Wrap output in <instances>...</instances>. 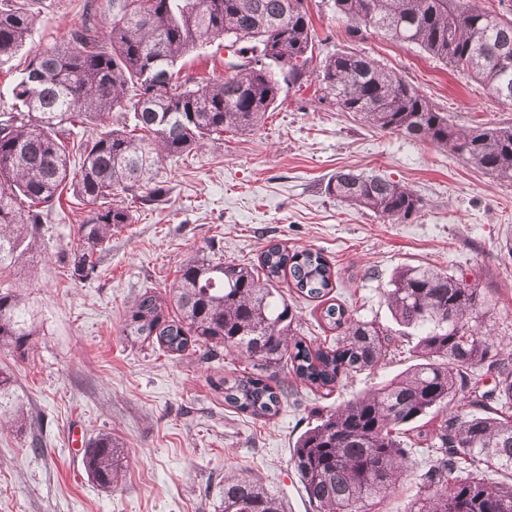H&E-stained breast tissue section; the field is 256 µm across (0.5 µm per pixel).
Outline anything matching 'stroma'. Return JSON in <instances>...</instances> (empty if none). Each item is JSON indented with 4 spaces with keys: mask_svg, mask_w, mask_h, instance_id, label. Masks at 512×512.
Listing matches in <instances>:
<instances>
[{
    "mask_svg": "<svg viewBox=\"0 0 512 512\" xmlns=\"http://www.w3.org/2000/svg\"><path fill=\"white\" fill-rule=\"evenodd\" d=\"M91 0H43L39 31L0 70V113L34 53L80 25ZM319 37L314 65L334 53L368 56L408 80L458 127L512 126V105L450 70L418 46L374 30L354 37L333 0H308ZM341 169L377 172L409 185L423 200L416 217L390 224L341 203L326 190ZM164 201L139 207L113 232L95 275L71 278L86 208L63 192L39 233L40 247L0 272V286L23 290L42 325L26 359L0 352L32 421L0 429V512H216L226 475L251 474L285 512H312L290 461L297 438L321 412L364 393L414 364L402 338L374 372L341 379L330 395L310 392L288 370L277 381L287 398L273 419L224 402L234 358L217 350L172 357L122 334L125 309L145 290L168 293L188 260L214 256L256 262L270 242L322 252L336 271L335 293L354 318L394 328L385 294L395 271L433 265L484 288L491 309L482 332L512 355V179L482 173L447 151L376 132L319 102L314 81L283 85L277 107L244 134H223L197 154L165 159ZM84 443L111 434L126 448L114 489L88 477Z\"/></svg>",
    "mask_w": 512,
    "mask_h": 512,
    "instance_id": "1",
    "label": "stroma"
}]
</instances>
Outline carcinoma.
<instances>
[{"label":"carcinoma","instance_id":"carcinoma-1","mask_svg":"<svg viewBox=\"0 0 512 512\" xmlns=\"http://www.w3.org/2000/svg\"><path fill=\"white\" fill-rule=\"evenodd\" d=\"M34 0H0V65L32 41L40 15ZM486 0H334L353 29L370 27L412 43L452 70L480 80L512 104V15ZM112 24L89 20L68 40L34 54L0 113V270L36 246L34 229L64 189L89 207L78 228L71 276L95 274V255L112 231L132 223L112 194L142 205L160 200L166 157L199 151L212 136L259 127L281 93L275 67L296 83L308 73L316 32L307 0H107ZM231 51L229 76L195 78L177 63L200 40ZM508 47L511 54L502 55ZM324 101L379 132L402 134L445 149L472 167L512 178V127L466 129L450 122L397 73L369 57L341 52L315 71ZM133 113L114 126L112 114ZM100 128L77 142L71 173L68 140L76 127ZM336 200L387 221L418 214L423 200L376 173L336 172L326 184ZM292 287L320 303L319 317L336 337L316 348L295 332L297 315L280 290ZM336 272L312 250L274 243L258 264L201 257L187 261L169 295L139 294L122 333L154 339L172 356L224 348L251 364L224 379V403L253 417L279 414L287 367L307 388L331 394L341 378L375 369L393 335L416 338L419 363L327 411L302 433L291 461L313 512H372L394 495L413 469L411 439L425 418H440L424 435L433 450L406 512H512V363L479 329L489 309L483 289L431 266H404L386 299L399 326L391 331L352 318L331 293ZM40 327L28 299L0 287V350L25 358ZM484 368L495 386L480 387ZM460 409L452 411V401ZM27 425L11 371L0 368V426ZM124 450L103 434L85 450L84 466L98 486L120 478ZM222 512H282L278 500L249 474L224 476Z\"/></svg>","mask_w":512,"mask_h":512}]
</instances>
